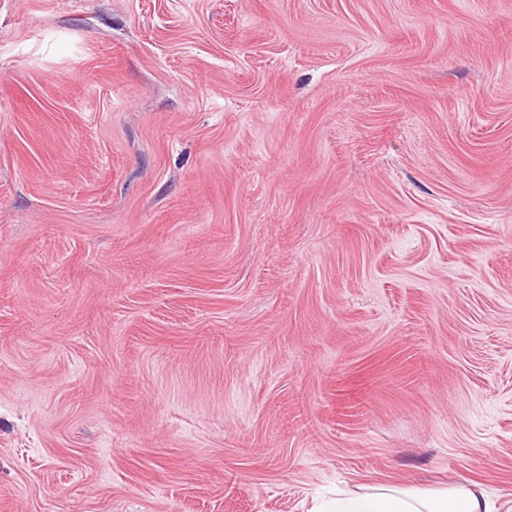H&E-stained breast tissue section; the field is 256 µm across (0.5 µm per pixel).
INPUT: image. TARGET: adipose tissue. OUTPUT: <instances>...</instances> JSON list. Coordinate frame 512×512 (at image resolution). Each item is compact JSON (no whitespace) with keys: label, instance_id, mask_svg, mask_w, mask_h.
<instances>
[{"label":"adipose tissue","instance_id":"adipose-tissue-1","mask_svg":"<svg viewBox=\"0 0 512 512\" xmlns=\"http://www.w3.org/2000/svg\"><path fill=\"white\" fill-rule=\"evenodd\" d=\"M336 512H493L484 490L474 486L403 489L381 484L355 497L337 500Z\"/></svg>","mask_w":512,"mask_h":512}]
</instances>
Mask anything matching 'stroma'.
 Instances as JSON below:
<instances>
[{
    "label": "stroma",
    "mask_w": 512,
    "mask_h": 512,
    "mask_svg": "<svg viewBox=\"0 0 512 512\" xmlns=\"http://www.w3.org/2000/svg\"><path fill=\"white\" fill-rule=\"evenodd\" d=\"M512 493V0H0V512Z\"/></svg>",
    "instance_id": "obj_1"
}]
</instances>
